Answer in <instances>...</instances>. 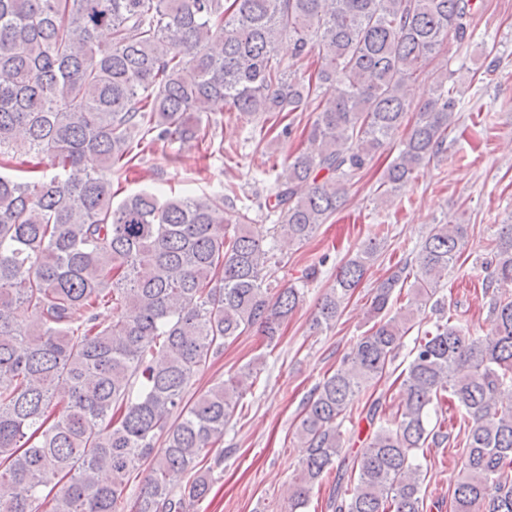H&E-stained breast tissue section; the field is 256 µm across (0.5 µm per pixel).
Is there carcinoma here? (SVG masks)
Instances as JSON below:
<instances>
[{
    "label": "carcinoma",
    "instance_id": "1",
    "mask_svg": "<svg viewBox=\"0 0 512 512\" xmlns=\"http://www.w3.org/2000/svg\"><path fill=\"white\" fill-rule=\"evenodd\" d=\"M473 0H0V512H188L211 492L203 462L258 377L256 359L189 394L224 344L255 331L276 346L304 289L271 292L270 231L246 214L228 234L216 196L147 189L113 204L112 176L156 145L217 138L214 109L315 118L277 175L268 208L290 245L347 201L374 154L405 129L377 187L388 203L448 151L460 103L448 41L472 38ZM293 45L291 65L276 44ZM320 66L303 80L292 67ZM431 72L428 98L409 83ZM415 120L406 124L410 111ZM469 225L433 224L415 262L372 289L373 325L307 400V449L282 512H301L336 467L356 421L368 433L331 512H424L416 451L459 447L451 512H512V224L486 246L492 337L470 334L439 295ZM368 238L320 299L328 328L384 248ZM413 280L391 316L396 289ZM437 316L414 340L401 399L354 412L404 348L413 310ZM112 308V321L99 310ZM452 404L457 434L429 426ZM141 488L128 500L135 473Z\"/></svg>",
    "mask_w": 512,
    "mask_h": 512
}]
</instances>
